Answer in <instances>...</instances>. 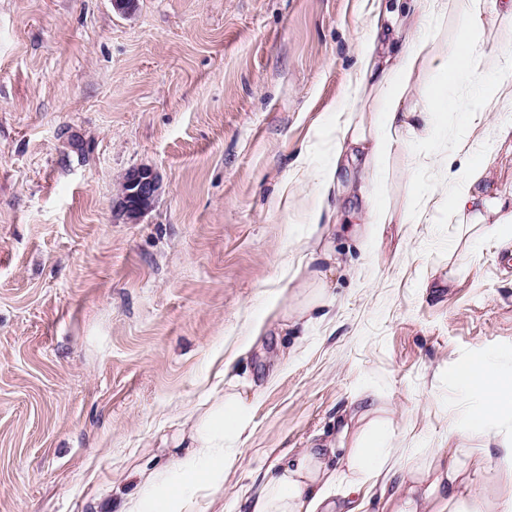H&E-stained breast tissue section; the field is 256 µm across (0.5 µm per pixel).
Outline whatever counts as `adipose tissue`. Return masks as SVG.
<instances>
[{
	"label": "adipose tissue",
	"mask_w": 512,
	"mask_h": 512,
	"mask_svg": "<svg viewBox=\"0 0 512 512\" xmlns=\"http://www.w3.org/2000/svg\"><path fill=\"white\" fill-rule=\"evenodd\" d=\"M485 0H380L362 40L355 78L338 105L332 161L312 179L322 195L365 194L368 185L382 184L392 154L409 141L429 142L438 115L454 111L449 87L477 84L470 111H486L488 103L512 105V83L498 74L512 59L486 48L478 19ZM456 22L458 51L437 38L447 20ZM435 75L425 102L413 92L418 80ZM460 181V180H459ZM453 212L466 224H491L512 230V194L491 192L487 169L472 164L451 200ZM455 384L472 402L463 422L472 427L501 413H512V378L501 377L493 357L481 355L463 365ZM192 451L174 463L176 483L159 471L142 473L143 486L155 488L153 498H135L119 512H184L193 494L224 480V470L250 437L246 399L236 390L216 393L209 406L183 422ZM406 476L400 493L390 496L379 512H452L466 503V512H512V467L506 489L488 495L461 461L457 449L447 455L427 450L406 454L395 447L383 419L370 420L353 445L314 446L294 457L281 458L250 497V512H365L363 489L388 486L397 468Z\"/></svg>",
	"instance_id": "ef3b65f1"
}]
</instances>
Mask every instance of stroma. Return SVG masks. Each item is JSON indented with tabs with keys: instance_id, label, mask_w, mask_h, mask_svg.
<instances>
[{
	"instance_id": "1",
	"label": "stroma",
	"mask_w": 512,
	"mask_h": 512,
	"mask_svg": "<svg viewBox=\"0 0 512 512\" xmlns=\"http://www.w3.org/2000/svg\"><path fill=\"white\" fill-rule=\"evenodd\" d=\"M372 2L0 0V512H118L228 376L253 431L187 512H247L269 463L336 442L365 391L395 446L490 449L495 482L512 420L460 428L454 378L481 354L512 375V235L454 223L452 184L416 159L482 163L511 192L512 137L490 132L512 109L457 108L392 158L411 223H337L357 199H321L310 175ZM136 168L161 190L131 219ZM318 270L312 321L277 316L276 292L306 300Z\"/></svg>"
}]
</instances>
